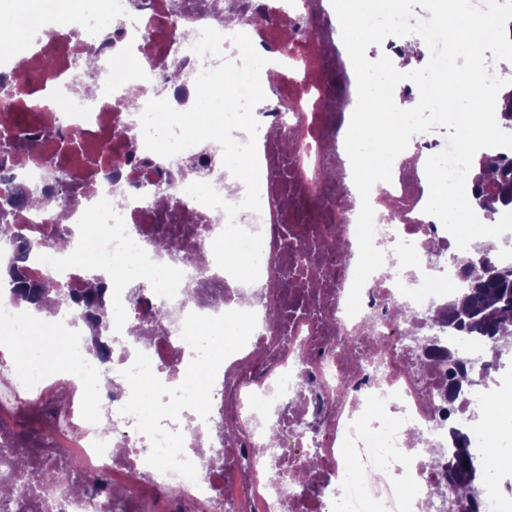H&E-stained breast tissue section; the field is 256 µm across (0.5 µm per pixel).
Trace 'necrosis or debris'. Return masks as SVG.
<instances>
[{
  "instance_id": "1",
  "label": "necrosis or debris",
  "mask_w": 512,
  "mask_h": 512,
  "mask_svg": "<svg viewBox=\"0 0 512 512\" xmlns=\"http://www.w3.org/2000/svg\"><path fill=\"white\" fill-rule=\"evenodd\" d=\"M212 3L83 0L73 16H43L32 56L0 55V143L18 122L34 138L6 151L8 172L32 191L59 195L60 174L75 190L61 209H11L9 222L36 246L27 273L78 293L88 278L72 255H89L112 313L104 355L66 306L47 317L49 332L71 338L63 366L49 369L46 345L25 369L0 347V458L10 462L0 486L31 490L10 512H512V494L500 488L512 472V427L462 411L512 397V365H487L489 341L435 319L465 253L426 213L428 191L407 214L397 209L408 166L446 148L440 128L413 136L412 161H395L391 181L372 187L385 262L364 284L360 312L347 313L361 200L345 125L314 134L324 112L352 101L343 54L318 47L333 25L330 0H244L284 28L278 42L266 24L241 28L257 52L282 59L264 74L273 97L253 110L261 210L236 218L263 236L258 287L215 261L226 213L189 196L155 207L156 195L177 192L161 170L192 167L194 181L219 191L229 172L209 141L171 158L149 151L139 113L112 102L174 62L184 79L164 97L194 103L197 74L220 61L192 50L203 28H224ZM124 59L132 67L107 78ZM118 192L122 203L98 207ZM62 211L69 245L59 250ZM158 308L168 314L161 331L130 334L134 318ZM430 336L466 354L480 376L466 403L449 402L448 368L421 345ZM105 365L110 386L88 397V375ZM456 431L488 472L468 500L448 487ZM94 480L99 492L73 493Z\"/></svg>"
}]
</instances>
